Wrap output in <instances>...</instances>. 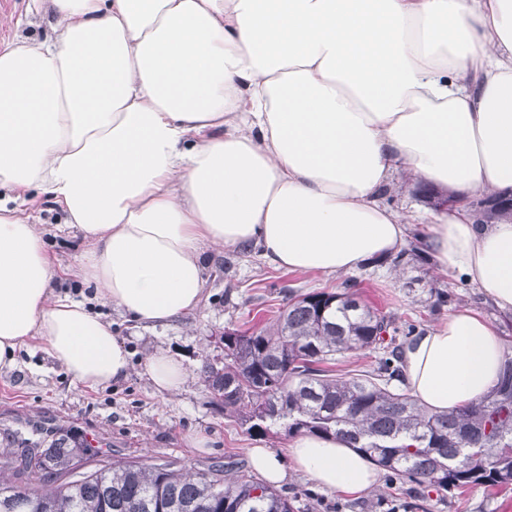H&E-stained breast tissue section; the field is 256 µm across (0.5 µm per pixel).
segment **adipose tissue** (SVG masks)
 I'll return each mask as SVG.
<instances>
[{
	"instance_id": "1",
	"label": "adipose tissue",
	"mask_w": 512,
	"mask_h": 512,
	"mask_svg": "<svg viewBox=\"0 0 512 512\" xmlns=\"http://www.w3.org/2000/svg\"><path fill=\"white\" fill-rule=\"evenodd\" d=\"M50 35L0 43V369L37 347L88 387L125 380L111 321L54 293L27 212L45 198L83 238L80 273L132 320L195 311L206 248L258 246L277 269L339 274L403 247L395 172L455 195L512 191V0H31ZM440 270L512 310V221L434 217ZM501 337L468 309L404 350V385L444 411L483 399ZM158 396L187 381L144 357ZM355 495L379 472L341 436L250 451Z\"/></svg>"
}]
</instances>
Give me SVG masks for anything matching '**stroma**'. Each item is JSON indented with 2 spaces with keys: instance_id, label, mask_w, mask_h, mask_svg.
<instances>
[{
  "instance_id": "35a3bbf8",
  "label": "stroma",
  "mask_w": 512,
  "mask_h": 512,
  "mask_svg": "<svg viewBox=\"0 0 512 512\" xmlns=\"http://www.w3.org/2000/svg\"><path fill=\"white\" fill-rule=\"evenodd\" d=\"M383 204L405 215L409 232L426 231L434 208L404 173H397ZM47 250L61 270L57 292L89 299L95 312L112 321L115 335L132 353L126 380L106 388L77 383L41 351L22 353L16 368L0 372V472L19 485L48 487L57 478L43 472L19 473L12 464L22 438L48 447L49 436L37 426L54 427L57 434L92 439L105 463L136 460L144 464L171 461L184 470L198 472L216 463H237L250 471L249 451L265 447L286 453L290 443L284 433L253 436L217 405L201 369L205 363L222 365L224 348L219 337L225 329L241 330L274 323L287 294L343 291L355 287L358 299L388 315L399 328L424 330L438 325L449 312L468 307L487 319L512 354V311L499 309L477 288L440 271L434 260L414 259L406 265L392 260L358 270L326 275L294 273L268 266L259 249L205 251V285L199 309L165 326L146 327L130 320L117 307L97 299L93 288L79 276L82 236L58 233V211L38 202ZM163 347L181 358L188 371L181 392L168 399L155 395L143 370L147 352ZM207 438L203 448L192 447V436ZM293 497L297 512H512V485L469 487L459 493L418 487L391 471L359 496L319 490L297 475L279 488Z\"/></svg>"
}]
</instances>
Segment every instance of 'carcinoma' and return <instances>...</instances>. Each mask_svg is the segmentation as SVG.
<instances>
[{"label":"carcinoma","instance_id":"cac0c4a2","mask_svg":"<svg viewBox=\"0 0 512 512\" xmlns=\"http://www.w3.org/2000/svg\"><path fill=\"white\" fill-rule=\"evenodd\" d=\"M489 196L470 204L481 219H512V206ZM397 328L388 315L344 291L295 296L270 327L226 330L224 363L203 373L224 413L248 431L276 426L341 435L383 468L438 491L512 484V356L497 385L476 404L429 412L401 390ZM377 349L372 369L356 377L325 367L334 356ZM24 472L72 474L79 448L60 437L48 448L20 442ZM0 512H294L293 501L245 473L217 465L189 473L172 462L114 463L50 489L0 482Z\"/></svg>","mask_w":512,"mask_h":512}]
</instances>
